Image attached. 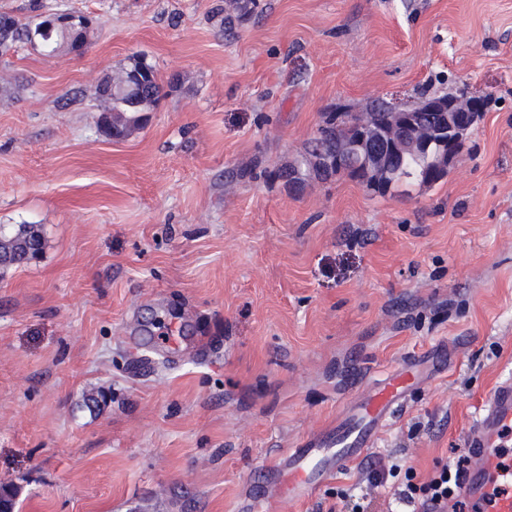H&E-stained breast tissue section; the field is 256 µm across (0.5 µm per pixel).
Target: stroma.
Returning <instances> with one entry per match:
<instances>
[{
	"instance_id": "35a3bbf8",
	"label": "stroma",
	"mask_w": 512,
	"mask_h": 512,
	"mask_svg": "<svg viewBox=\"0 0 512 512\" xmlns=\"http://www.w3.org/2000/svg\"><path fill=\"white\" fill-rule=\"evenodd\" d=\"M79 55L0 61V485L16 512H387L351 463L288 503L266 473L369 382L429 367L372 455L418 480L512 377V0H58ZM164 95L115 140L130 57ZM491 101L433 187L278 179L328 112ZM44 248L42 230L37 224L0 226V276L11 269L37 259Z\"/></svg>"
}]
</instances>
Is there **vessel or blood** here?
<instances>
[{
    "label": "vessel or blood",
    "instance_id": "b4317fda",
    "mask_svg": "<svg viewBox=\"0 0 512 512\" xmlns=\"http://www.w3.org/2000/svg\"><path fill=\"white\" fill-rule=\"evenodd\" d=\"M416 381L412 368L395 369L370 387L335 425L285 454L272 474L282 496L309 498L343 466L367 456L383 427L403 407ZM471 450L460 486L473 512H512V459L502 451L512 440V378L498 382L466 434Z\"/></svg>",
    "mask_w": 512,
    "mask_h": 512
}]
</instances>
